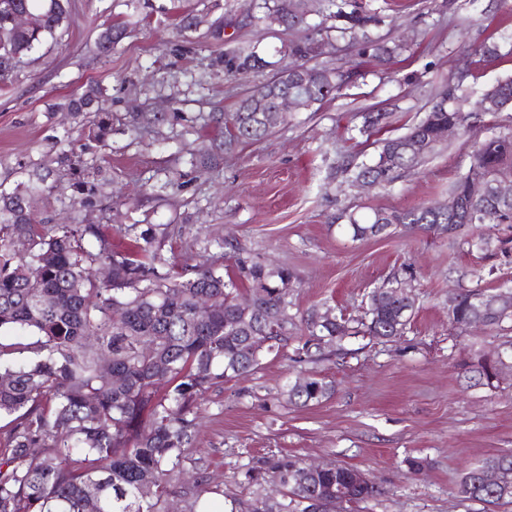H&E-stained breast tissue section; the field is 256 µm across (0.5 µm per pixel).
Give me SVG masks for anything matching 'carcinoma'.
Segmentation results:
<instances>
[{"label":"carcinoma","mask_w":512,"mask_h":512,"mask_svg":"<svg viewBox=\"0 0 512 512\" xmlns=\"http://www.w3.org/2000/svg\"><path fill=\"white\" fill-rule=\"evenodd\" d=\"M334 28L306 22V0H260L258 21L293 34L290 55L299 62L275 73L241 96L235 111L224 114V141L217 146L226 155L248 142L267 137L289 123L288 117L268 119L276 97L291 90L301 97L303 110L336 98L346 82L343 72L329 65H309L313 35L335 31L341 39H361L363 50L383 61L403 46L392 47L370 39L368 29L377 14L359 0H325ZM26 10L40 18L33 28L14 24V12ZM69 19L68 0H0V58L19 61L41 47ZM200 17L184 11L176 34L197 31ZM127 27H105L96 48L112 52L130 37ZM236 82L272 66L255 50L236 46L215 59ZM458 87L444 90L425 117L408 131L381 141L369 164L356 166L355 183H390L396 174L423 162L442 143L441 131L451 124L468 128L470 114ZM106 88L90 82L72 95L67 111L90 114L92 140L104 143L112 132V113L99 103ZM498 96L505 108L512 103V78L486 89L481 98ZM512 169V129L474 143L468 171L448 186L458 196L460 211L421 206L404 210L374 209L365 216L342 214L343 228L354 240L392 233L402 226L453 234L468 225L482 229L512 224V201L489 195L474 199L468 193L469 172L488 180ZM37 187L0 191V331L21 329L35 340L0 343V416L11 418L6 436L8 452L0 455V512H163L171 487L184 471L186 450L196 432L197 410L214 385L241 376L279 351L288 341L292 321L287 285L293 276L283 267L255 257H236L233 273L213 267L167 264L164 238L157 229L140 232L124 250L112 248L96 224L47 226L39 223L31 196ZM106 265L109 276L97 278L93 266ZM470 276L477 286L460 293L449 317L456 327H468L481 314L483 270ZM246 293L262 292L260 303L246 313L239 306L240 285ZM398 279H389L368 295L363 322L366 332L391 339L404 333L414 310V298L397 293ZM210 297L217 307L198 311V300ZM279 331L268 337L262 351L252 349L251 338L268 325ZM310 335L330 343L348 330L342 317L308 316ZM335 387L315 376L288 384V400L319 403ZM497 468L512 481V450H504L468 469L458 493L486 506L512 503V491L484 484L482 474ZM350 468L310 473L292 460L279 463L272 481L280 496L266 495L253 512H308L306 501L323 502L322 512H337L332 489L342 485L348 503L366 501L377 490L348 482Z\"/></svg>","instance_id":"obj_1"}]
</instances>
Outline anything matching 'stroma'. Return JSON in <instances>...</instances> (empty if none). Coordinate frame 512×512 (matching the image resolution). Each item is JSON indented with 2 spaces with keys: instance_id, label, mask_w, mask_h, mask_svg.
<instances>
[{
  "instance_id": "obj_1",
  "label": "stroma",
  "mask_w": 512,
  "mask_h": 512,
  "mask_svg": "<svg viewBox=\"0 0 512 512\" xmlns=\"http://www.w3.org/2000/svg\"><path fill=\"white\" fill-rule=\"evenodd\" d=\"M366 2L380 18L372 38L399 44L400 52L380 63L349 41L319 40L315 62L348 75L340 95L206 168L191 155L224 138L210 115L234 111L245 90L230 85L213 58L255 42L269 60L292 62L290 33L265 29L253 0H189L205 23L223 19L217 39L176 37L179 0H70L69 23L56 40L0 83V188L43 180L32 201L41 223L77 215L116 245L129 225L163 224V255L173 264L229 268L236 250L293 275L286 346L208 391L168 512H188L197 500L214 512H252L270 489L272 466L288 457L364 472L378 493L351 512H483L457 485L468 467L512 448V369L486 383L473 366L476 356L512 350V326L456 328L448 320V300L469 285L472 267L488 269L486 289L512 286V225L491 228L492 245L480 251L467 245L469 227L453 238L401 228L355 241L336 222L344 211L447 201L474 141L512 128V109L481 113L471 131H457L385 186L363 189L344 171L420 121L446 87L478 92L512 77V0ZM114 22L132 35L99 56L97 34ZM480 43L498 45V58L470 55L469 45ZM91 81L106 88L112 113L104 147H85L86 117L64 108ZM147 111L168 119L132 132ZM371 112L388 113L384 128H365ZM84 185L97 187L96 207L80 208ZM393 277L412 292L415 315L403 336L386 340L368 335L360 320L368 292ZM315 309L344 315L347 334L318 345L302 324ZM313 374L331 381L334 394L290 403L289 381Z\"/></svg>"
}]
</instances>
